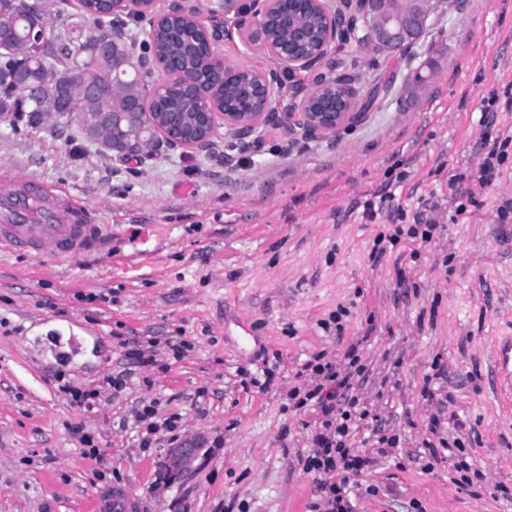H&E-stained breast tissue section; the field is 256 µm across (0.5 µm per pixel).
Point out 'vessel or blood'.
<instances>
[{"label": "vessel or blood", "mask_w": 512, "mask_h": 512, "mask_svg": "<svg viewBox=\"0 0 512 512\" xmlns=\"http://www.w3.org/2000/svg\"><path fill=\"white\" fill-rule=\"evenodd\" d=\"M104 240L91 204L68 192L52 193L25 175L0 172V247L74 259Z\"/></svg>", "instance_id": "1"}]
</instances>
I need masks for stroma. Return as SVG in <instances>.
<instances>
[{
	"mask_svg": "<svg viewBox=\"0 0 512 512\" xmlns=\"http://www.w3.org/2000/svg\"><path fill=\"white\" fill-rule=\"evenodd\" d=\"M332 56L360 117L331 135L271 123L121 162L65 119L0 121V164L106 230L72 261L0 248V512H115L121 490L134 512H312L336 475L306 468L322 414L292 394L327 361L362 368L349 445L377 462L353 512H512V0H436L406 52L353 31ZM147 406L199 441L179 477L167 432L142 444ZM441 437L482 482L431 457Z\"/></svg>",
	"mask_w": 512,
	"mask_h": 512,
	"instance_id": "1",
	"label": "stroma"
}]
</instances>
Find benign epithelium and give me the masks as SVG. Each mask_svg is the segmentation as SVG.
Masks as SVG:
<instances>
[{"label": "benign epithelium", "instance_id": "1", "mask_svg": "<svg viewBox=\"0 0 512 512\" xmlns=\"http://www.w3.org/2000/svg\"><path fill=\"white\" fill-rule=\"evenodd\" d=\"M287 2L318 15L321 20L318 48L309 51L294 43L267 39L262 26L279 14ZM356 3L364 5L366 13L376 20L375 29L371 33L373 46L386 50L397 49L415 39L425 28L433 6V0H402L401 9L392 12L387 7V0H356ZM118 14H135L155 27L172 17L198 23L197 9L184 4V0H171L162 11L156 8L155 0H112L110 16ZM345 23L346 17L336 8V0H224V22L202 25L200 31L211 47L236 35L272 60L274 68L252 71L253 84L263 99L261 109L229 112L224 107L222 95L214 93L201 100L199 112L195 113L194 133L186 136L162 121L165 113L154 111L163 102L158 89L179 79L187 94L197 96L202 81L196 76H187L164 67L161 69V79L155 83L156 90L141 106L127 112L112 113V144H103L101 148L112 154L114 160L123 161L133 156L143 160L151 156L161 142L185 149L204 148L209 145L215 130L221 126L243 141L261 125L281 123L291 118L289 114L282 117L273 112L270 103L279 88L281 76L299 72L315 74V88L303 98L302 103L306 106L315 101L319 104V111L300 113L298 125L311 134L336 133L337 129L354 123L358 118V113L353 111L354 92L344 83L341 94L328 93L335 86V79L320 72V68L341 38ZM205 72L211 83L224 85L226 68L223 64L209 57L205 63ZM12 77L23 97L34 103L58 90L66 94L71 91L69 82L49 73L33 77L24 72H15ZM198 445L197 439H187L170 450L168 471L171 475H180L191 468L198 454Z\"/></svg>", "mask_w": 512, "mask_h": 512}]
</instances>
